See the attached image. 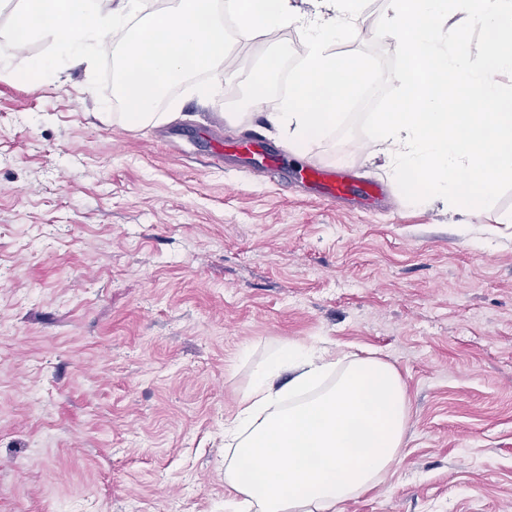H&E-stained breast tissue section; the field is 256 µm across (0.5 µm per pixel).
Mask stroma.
I'll list each match as a JSON object with an SVG mask.
<instances>
[{
	"label": "stroma",
	"instance_id": "obj_1",
	"mask_svg": "<svg viewBox=\"0 0 512 512\" xmlns=\"http://www.w3.org/2000/svg\"><path fill=\"white\" fill-rule=\"evenodd\" d=\"M387 6L336 51L375 42ZM279 45L139 128L98 118L84 70L17 77L38 45L0 72V512H233L224 421L285 340L381 359L406 390L399 461L341 512H512V193L462 228L359 133L254 179L236 146L286 145L251 83ZM314 165L391 195L320 200Z\"/></svg>",
	"mask_w": 512,
	"mask_h": 512
}]
</instances>
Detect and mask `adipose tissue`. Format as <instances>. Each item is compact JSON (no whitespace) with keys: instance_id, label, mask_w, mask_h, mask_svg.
<instances>
[{"instance_id":"adipose-tissue-1","label":"adipose tissue","mask_w":512,"mask_h":512,"mask_svg":"<svg viewBox=\"0 0 512 512\" xmlns=\"http://www.w3.org/2000/svg\"><path fill=\"white\" fill-rule=\"evenodd\" d=\"M238 0L240 33L300 23L302 64L265 122L305 156L339 124L368 78L359 56L330 50L363 0ZM407 395L397 371L372 358L280 344L258 364L224 423V482L239 512H338L380 483L405 445Z\"/></svg>"}]
</instances>
